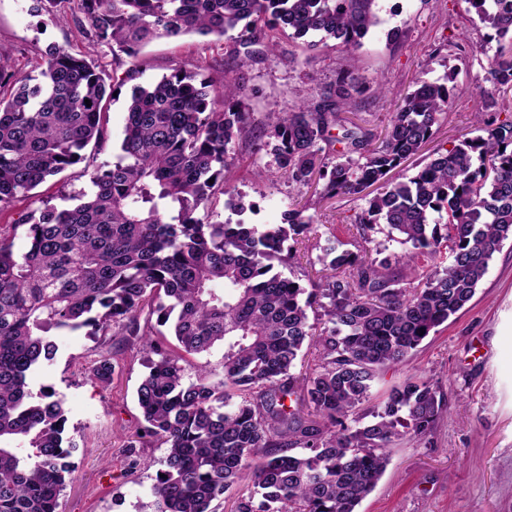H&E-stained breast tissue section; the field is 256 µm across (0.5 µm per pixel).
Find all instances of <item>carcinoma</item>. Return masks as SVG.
Listing matches in <instances>:
<instances>
[{"label": "carcinoma", "instance_id": "cac0c4a2", "mask_svg": "<svg viewBox=\"0 0 512 512\" xmlns=\"http://www.w3.org/2000/svg\"><path fill=\"white\" fill-rule=\"evenodd\" d=\"M36 12L66 19L67 0H34ZM496 42L489 81L512 93V0H467ZM77 23L134 57L147 43L188 34L234 37L238 65L276 57L280 39L328 38L355 55L377 26L375 0H80ZM454 75L417 79L387 114L380 133L344 113L361 92L351 69L319 100L274 112L256 126L241 105L242 86L226 73L204 77L175 66L132 88L120 153L90 174L92 191L63 195L58 208L33 190L84 161L105 140L104 105L124 82L107 84L84 56L56 44L39 73L0 65V212L32 200L0 233V512H57L76 445L53 394L33 395L28 376L54 360L53 330L137 338L148 373L137 389L144 425L127 442L166 448L152 485L150 512H215L212 503L246 479L232 512H357L389 463L388 448L431 433L446 407L429 381L395 388L361 423L378 375L403 363L421 342L475 296L490 261L512 240V119L489 122L402 181L391 172L416 155L452 106ZM91 105H86L85 100ZM337 135H332L333 129ZM254 153L274 146L288 183L321 184L320 195L361 194L354 216L374 258L326 247L308 286L273 272L295 258L285 242L312 230L306 207L289 204L280 224L219 220L216 193L228 196L236 142ZM342 145L328 162L319 143ZM379 185L369 196L365 190ZM385 225L386 242H375ZM405 247L393 258L387 243ZM443 268L423 257L441 247ZM408 270L404 274L398 267ZM169 327L178 351L164 340ZM223 349L224 380L207 366L186 379L184 355ZM314 367L295 375L303 349ZM110 351L88 369L112 382ZM299 395L307 415L287 398ZM29 448L24 457L13 442ZM302 452L295 453L293 449Z\"/></svg>", "mask_w": 512, "mask_h": 512}]
</instances>
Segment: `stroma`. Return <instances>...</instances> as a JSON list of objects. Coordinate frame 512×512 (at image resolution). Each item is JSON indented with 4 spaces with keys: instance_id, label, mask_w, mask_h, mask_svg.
<instances>
[{
    "instance_id": "1",
    "label": "stroma",
    "mask_w": 512,
    "mask_h": 512,
    "mask_svg": "<svg viewBox=\"0 0 512 512\" xmlns=\"http://www.w3.org/2000/svg\"><path fill=\"white\" fill-rule=\"evenodd\" d=\"M31 4L0 0V64L21 75L34 70L51 43L85 56L108 77L137 68L141 85L169 74L176 64L190 71L201 66L221 70L234 47L227 37L193 35L154 41L131 59L82 32L76 23L79 0H70L64 21L34 15ZM376 11L379 23L364 38L355 59H348L331 39L309 61L300 44L285 37L277 58L260 56L235 71L253 122L263 123L268 113L318 100L337 72L353 64L365 88L356 97L358 114L367 128L378 129L415 79L436 81L453 74L452 107L421 152L394 171L398 179L422 168L435 152L475 136V112L512 113L511 97L490 99L478 93L485 84L490 51L485 47L486 30L473 20L466 0H377ZM394 27L402 31L396 41L387 37ZM453 36L460 37L462 46L450 51L445 42ZM380 81L386 91L377 96L371 89ZM130 93V86H123L108 103L101 149L86 148L83 162L69 168L61 181L41 184L36 195L59 206L63 194L88 187L94 167L118 152ZM235 154L239 164L234 184L246 210L237 213L225 207L224 196H217L215 207L222 220L277 224L295 200L306 204L314 217L316 233L296 244L297 261L284 268L285 276L300 277L331 241L355 253L368 250L352 223L365 205L360 197L339 195L322 201L312 190L290 186L277 177L273 153L254 152L247 141L236 144ZM254 164L264 178L248 176ZM51 337L57 355L28 384L35 393L54 391L67 412L68 435L77 445L76 469L58 512H143L151 500L157 462L165 454L153 442L133 454L126 450L128 436L143 423L136 390L147 372L145 351L121 335L95 340L81 330H56ZM108 348L117 353L119 364L104 390L84 373ZM419 379L439 385L447 408L426 438L396 441L385 474L359 512H512V241L496 253L471 302L426 338L405 364L383 373L372 399L382 401L391 388Z\"/></svg>"
}]
</instances>
